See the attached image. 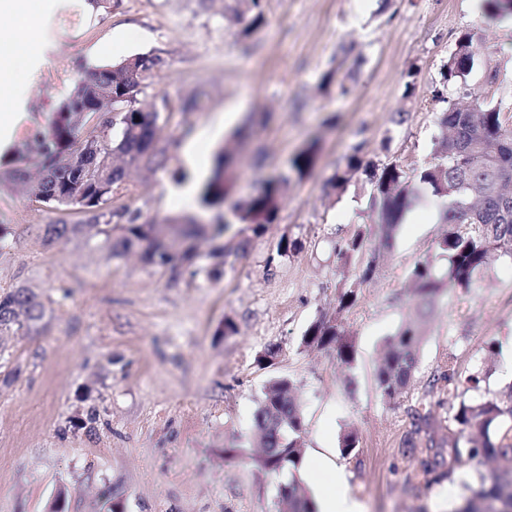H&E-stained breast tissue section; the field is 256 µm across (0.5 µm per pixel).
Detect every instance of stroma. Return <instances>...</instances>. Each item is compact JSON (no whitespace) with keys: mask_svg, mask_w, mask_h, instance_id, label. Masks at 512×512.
I'll return each instance as SVG.
<instances>
[{"mask_svg":"<svg viewBox=\"0 0 512 512\" xmlns=\"http://www.w3.org/2000/svg\"><path fill=\"white\" fill-rule=\"evenodd\" d=\"M28 67L18 75V119L0 141V169H33L26 152L48 134L61 102L74 88L90 50L114 43L110 61L156 53L166 68L147 90L159 104V139L169 164L132 173L129 192L108 207L137 210L143 219L184 215L166 192L182 169L186 142L197 139L205 160L242 123L251 137L231 177L234 199H246L258 174L285 170L289 159L319 139L321 158L292 184L280 220L261 236L233 225L221 242H197L193 274L113 258L102 240L55 243L46 224L84 218L0 188V294L26 287L43 301L38 331L7 337L0 359V512H283L277 477L234 459L254 453L257 402L268 381L297 386L305 417L304 455H328L347 478L363 512H455L459 477L424 486V445L447 436L459 401L487 397L512 383V261L502 259L471 288H448L418 316L408 287L418 261L445 270L438 243L448 227L429 191L382 250L374 279L354 304L339 309L352 267L335 246L358 232L378 246L367 220L371 186L353 179L326 188L336 164L351 152L410 171L430 156L437 132L432 94L442 64L465 31L481 32L483 47L468 77L484 101L512 104V30L477 12L471 0H264L267 26L245 32L231 19L235 0H107L84 11L80 0H35ZM66 74L46 82L56 56ZM416 68L414 87L406 73ZM497 69L486 84L487 68ZM354 75L358 90L343 98L323 91V73ZM198 106L182 110L183 101ZM402 122H395V113ZM302 249L283 258L281 237ZM246 251H237L240 240ZM341 321L355 360L344 367L331 348L304 346L319 317ZM237 331L224 333L225 320ZM421 334L418 361L404 392L382 399L375 383L388 337L408 324ZM280 348L261 362L268 346ZM453 366L456 391L433 383ZM481 375L479 389L466 388ZM430 414L416 456L402 443L410 412ZM355 433L348 456L340 440Z\"/></svg>","mask_w":512,"mask_h":512,"instance_id":"35a3bbf8","label":"stroma"}]
</instances>
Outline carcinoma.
I'll return each instance as SVG.
<instances>
[{
	"label": "carcinoma",
	"instance_id": "carcinoma-1",
	"mask_svg": "<svg viewBox=\"0 0 512 512\" xmlns=\"http://www.w3.org/2000/svg\"><path fill=\"white\" fill-rule=\"evenodd\" d=\"M250 2L245 36L268 23L263 0ZM479 51V39L467 31L458 38L443 65L433 94V100L441 104L435 113L437 134L430 158L421 167L409 175L395 163L371 164L353 152L326 179L334 190L345 187L357 174L366 177L386 245L401 224L416 188L430 190L444 203V223L450 229L439 242V249L448 254V268L439 273L424 260L410 275L413 298L422 310L433 305L446 288H469L492 262L512 257V130L507 128L502 104L480 101L467 84ZM137 58L147 88L165 60L151 53ZM334 81L346 97L357 90L354 80H339L334 71L322 75L320 87L326 90ZM450 83L459 96L475 100V111L465 112L457 100L448 98ZM107 85L112 86V103L105 104L109 111L101 112L95 129L87 135L84 128L89 114L73 111V105L80 100L93 101ZM127 96L123 75L110 71L109 65L88 72L58 111L38 179H32L28 170L21 168L0 172V182L6 179L23 187L40 202L51 190L85 200L80 205L86 215L83 221L69 224L60 220L45 225L48 241L82 237L89 242L101 237L112 257L137 253L146 264L175 274L190 262L193 242L202 235L221 238L234 224L246 225L255 236L264 234L269 225L278 223L290 182L303 180L319 162V144L311 141L289 159L288 174L267 179L246 200L228 207L226 202L233 193L229 170L235 157L234 150L222 146L197 195L201 209L224 210L213 222L202 224L189 217L143 222L140 211L127 209L114 224L112 211H104L102 206L113 194L126 189L127 168L139 165L159 170L167 168L169 162L165 149L158 147L159 113L128 108ZM367 240L368 236L359 232L336 247L337 260L354 265L355 272L351 288L339 295L341 310L356 301L355 289L375 275L379 255L367 252ZM44 316L43 302L26 288L0 296L1 336L32 333ZM304 342L334 348L344 365L354 362V346L337 319H316L306 330ZM420 343L421 336L411 325L386 341L376 374L382 398L392 400L402 394L413 375ZM295 390V383L288 377L272 379L265 386L254 415L264 450L260 456H248L246 460L280 477L278 494L288 503L289 512H315L296 478L305 422L294 399ZM453 422L454 434L467 439L470 447L463 450L456 442H430L427 456L420 460L424 480L429 483L448 476L465 460H494L499 466L490 478L483 477L477 483L461 480L465 494L456 512H512V384L481 401L460 402ZM429 425L428 415L414 414L413 434L404 439V453L415 455L419 448L415 434Z\"/></svg>",
	"mask_w": 512,
	"mask_h": 512
}]
</instances>
